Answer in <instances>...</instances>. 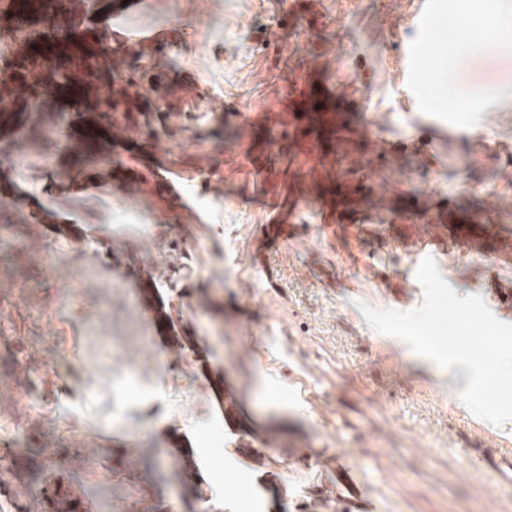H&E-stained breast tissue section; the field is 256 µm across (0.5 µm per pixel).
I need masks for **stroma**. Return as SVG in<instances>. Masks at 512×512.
<instances>
[{"instance_id":"1","label":"stroma","mask_w":512,"mask_h":512,"mask_svg":"<svg viewBox=\"0 0 512 512\" xmlns=\"http://www.w3.org/2000/svg\"><path fill=\"white\" fill-rule=\"evenodd\" d=\"M112 0L126 30L169 41L135 61L160 82L170 115L119 117L157 138L146 177L95 184L67 146L83 130L76 102L24 106L0 126V444L20 465L24 512L44 486L77 487L90 512H512V482L467 464L469 450L512 451L459 400L462 386L409 345L371 329L357 307L408 312L423 302L410 246L479 217L512 242V0ZM419 63L403 81L401 44ZM454 87L467 111L438 92ZM344 112L348 147L294 111V89ZM380 126L363 146L364 123ZM23 160L21 170L10 162ZM215 192L170 209L160 176ZM344 198L372 215L359 236L322 222L297 196ZM454 205V214L436 206ZM87 230L44 233L45 211ZM292 221L285 243L266 225ZM156 277L173 319L191 326L224 372V404L190 363L156 373L157 329L103 246ZM458 296L481 295L512 322V260L430 248ZM28 372L11 389L13 365ZM132 446L131 460L113 454ZM194 467L183 471L181 453Z\"/></svg>"}]
</instances>
